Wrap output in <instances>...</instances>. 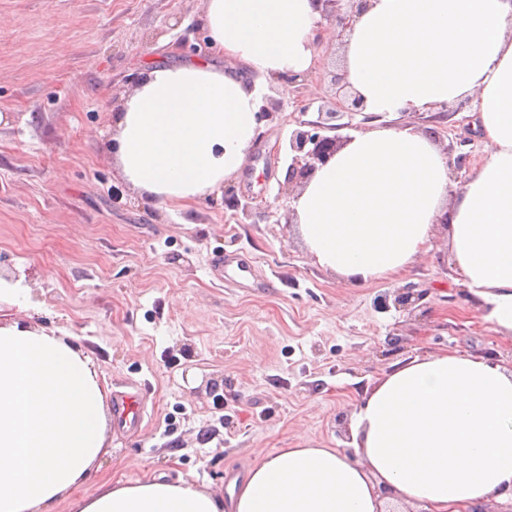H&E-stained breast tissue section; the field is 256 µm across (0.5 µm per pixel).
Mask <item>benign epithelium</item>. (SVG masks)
Returning <instances> with one entry per match:
<instances>
[{"label": "benign epithelium", "mask_w": 512, "mask_h": 512, "mask_svg": "<svg viewBox=\"0 0 512 512\" xmlns=\"http://www.w3.org/2000/svg\"><path fill=\"white\" fill-rule=\"evenodd\" d=\"M340 2L341 0H324V17L328 22L342 28L346 26V17L340 12ZM309 109L307 104H302L297 109L299 117L294 119L297 128L292 131L288 141V149L293 153L287 170V185L291 188L306 184L315 171L325 165L346 143L340 137L324 136L322 131L336 129L332 121L343 113L364 112L365 103L358 95L347 97L339 110L319 108L316 121L302 119Z\"/></svg>", "instance_id": "obj_1"}]
</instances>
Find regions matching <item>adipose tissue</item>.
I'll list each match as a JSON object with an SVG mask.
<instances>
[{"label": "adipose tissue", "instance_id": "1", "mask_svg": "<svg viewBox=\"0 0 512 512\" xmlns=\"http://www.w3.org/2000/svg\"><path fill=\"white\" fill-rule=\"evenodd\" d=\"M213 53L150 65L112 115L114 162L142 196L181 209L246 165L258 81L319 63L321 0H205ZM341 53L367 112L468 102L487 157L451 189L448 157L411 126L352 133L293 202L319 266L355 285L405 272L448 225L451 259L483 319L512 337V0H368ZM31 290L0 287V512H481L512 499V367L458 353L394 363L350 417L355 457L265 454L220 497L179 482L102 485L74 498L105 453L106 396L92 359L15 319Z\"/></svg>", "mask_w": 512, "mask_h": 512}]
</instances>
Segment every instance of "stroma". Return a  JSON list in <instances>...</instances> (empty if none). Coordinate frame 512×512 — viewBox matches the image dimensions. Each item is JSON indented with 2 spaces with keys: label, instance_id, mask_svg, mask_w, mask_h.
<instances>
[{
  "label": "stroma",
  "instance_id": "1",
  "mask_svg": "<svg viewBox=\"0 0 512 512\" xmlns=\"http://www.w3.org/2000/svg\"><path fill=\"white\" fill-rule=\"evenodd\" d=\"M204 0H0V272L31 288L33 322L70 335L107 396L140 392L137 430L108 425L106 452L80 489L166 475L224 494L262 453L313 445L348 453L365 389L418 351L512 365V338L484 321L458 281L444 226L411 269L362 287L314 262L285 189L299 101L333 107L335 26L304 81L266 85L272 107L243 170L248 211L206 194L168 211L142 198L111 152L112 114L151 61L204 55ZM468 153L488 149L458 112L398 113ZM247 267L227 281L214 254ZM415 312L383 308L401 289ZM397 346H389L390 336Z\"/></svg>",
  "mask_w": 512,
  "mask_h": 512
}]
</instances>
